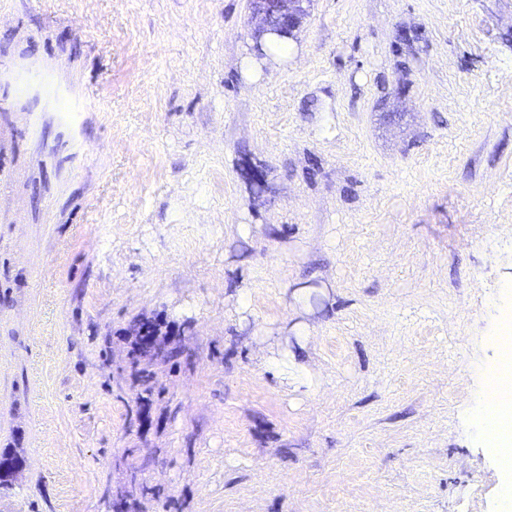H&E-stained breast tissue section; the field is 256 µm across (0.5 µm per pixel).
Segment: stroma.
Returning a JSON list of instances; mask_svg holds the SVG:
<instances>
[{"label": "stroma", "mask_w": 512, "mask_h": 512, "mask_svg": "<svg viewBox=\"0 0 512 512\" xmlns=\"http://www.w3.org/2000/svg\"><path fill=\"white\" fill-rule=\"evenodd\" d=\"M251 15L0 0V512H512V0ZM309 0H252V19L255 20V34L261 40L266 37L283 38L291 36L302 19L304 4ZM493 394L487 396L485 394L484 405L470 415V418L476 420L483 435L492 444L499 441L505 436H510V428L512 427V414L503 412L492 402Z\"/></svg>", "instance_id": "obj_1"}]
</instances>
